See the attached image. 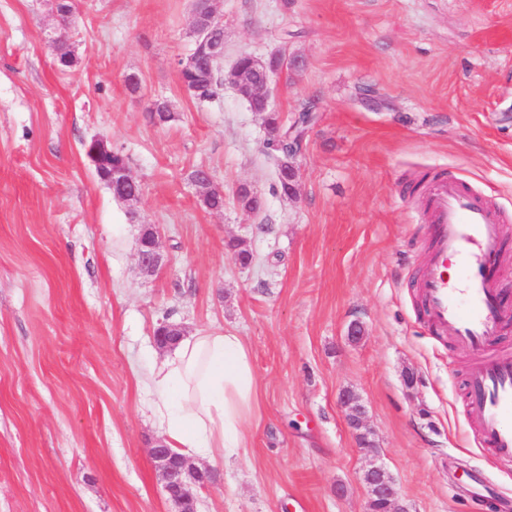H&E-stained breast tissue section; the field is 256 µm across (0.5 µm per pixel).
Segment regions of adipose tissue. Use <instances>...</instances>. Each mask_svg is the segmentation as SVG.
Returning <instances> with one entry per match:
<instances>
[{
    "label": "adipose tissue",
    "mask_w": 512,
    "mask_h": 512,
    "mask_svg": "<svg viewBox=\"0 0 512 512\" xmlns=\"http://www.w3.org/2000/svg\"><path fill=\"white\" fill-rule=\"evenodd\" d=\"M146 387L169 447L209 461L238 457L259 411V393L251 351L235 331L182 338Z\"/></svg>",
    "instance_id": "ef3b65f1"
}]
</instances>
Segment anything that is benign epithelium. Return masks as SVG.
Masks as SVG:
<instances>
[{"mask_svg": "<svg viewBox=\"0 0 512 512\" xmlns=\"http://www.w3.org/2000/svg\"><path fill=\"white\" fill-rule=\"evenodd\" d=\"M214 0H195V5L206 4L207 11L200 13L194 9L193 37L194 44H203L208 48L206 56L188 55L179 62V73L193 72L201 61L209 67L219 66L224 59V41L216 38V31L224 28L223 20L216 14ZM248 65L252 70L266 71V61L252 55H242L234 69V85L240 96L261 103L262 110L271 107L269 81L254 87L241 81L239 67ZM100 179L111 189L114 197L122 202L133 203L141 195V185L134 179L128 168L123 165L105 164ZM138 266L142 272L153 274L162 263L159 249L158 231L152 224L144 225L139 239L137 252ZM339 402L345 409V419L355 431L357 446L364 455L373 458L371 465L364 471L363 481L367 487L369 500H376L382 505L381 512H408L400 502L396 484L384 468L376 463L379 449L373 432L367 427L366 408L360 397L349 389L339 394ZM151 459L160 473L164 490L169 500L178 508V512H196L198 494L216 481L212 470L201 468L189 458L170 448L164 441L158 440L150 450Z\"/></svg>", "mask_w": 512, "mask_h": 512, "instance_id": "1", "label": "benign epithelium"}]
</instances>
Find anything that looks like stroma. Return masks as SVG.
<instances>
[{"mask_svg": "<svg viewBox=\"0 0 512 512\" xmlns=\"http://www.w3.org/2000/svg\"><path fill=\"white\" fill-rule=\"evenodd\" d=\"M74 3L63 27L52 0H0V512H172L142 389L163 323L235 330L259 378L247 446L209 462L221 483L197 512H368L345 388L409 512H512V461L482 443L467 398L479 355L430 335L412 286L423 178L453 174L512 210V0H216L224 73L283 56L269 82L283 125L315 106L291 197L232 83L184 91L192 0ZM97 139L125 156L137 202L98 178ZM199 168L223 210L201 204ZM242 182L260 210L237 203ZM145 224L164 257L151 275ZM137 259L139 268L146 274L155 273L162 263L159 235L153 224L144 225L139 239Z\"/></svg>", "mask_w": 512, "mask_h": 512, "instance_id": "1", "label": "stroma"}]
</instances>
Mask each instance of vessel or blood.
Returning <instances> with one entry per match:
<instances>
[{
	"label": "vessel or blood",
	"instance_id": "vessel-or-blood-1",
	"mask_svg": "<svg viewBox=\"0 0 512 512\" xmlns=\"http://www.w3.org/2000/svg\"><path fill=\"white\" fill-rule=\"evenodd\" d=\"M504 211L488 205L465 181L433 179L426 190L430 254L417 282L430 333L453 329L457 342L475 350L499 336L507 313L499 288ZM460 260L457 281L448 263ZM467 394L488 448L512 459V357L490 356L470 370Z\"/></svg>",
	"mask_w": 512,
	"mask_h": 512
}]
</instances>
